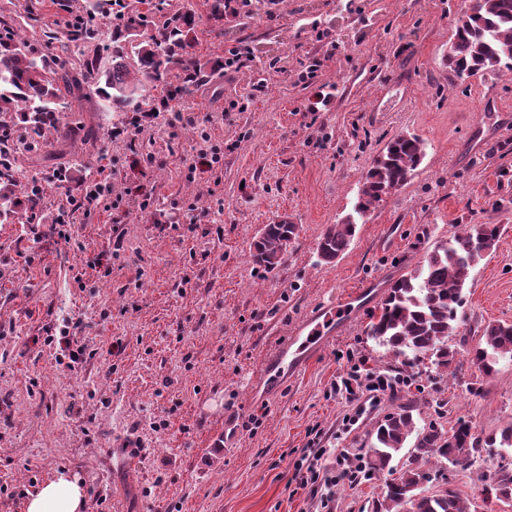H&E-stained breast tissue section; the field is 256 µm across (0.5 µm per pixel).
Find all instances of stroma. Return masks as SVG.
I'll list each match as a JSON object with an SVG mask.
<instances>
[{
	"mask_svg": "<svg viewBox=\"0 0 512 512\" xmlns=\"http://www.w3.org/2000/svg\"><path fill=\"white\" fill-rule=\"evenodd\" d=\"M190 2L206 70L183 123L163 112L135 130L131 113L105 110L91 93L79 117L94 136L64 156L56 134L42 148L54 167L79 158L109 173L118 208L75 213L71 249L0 223V512H23L27 493L61 471L83 483L86 512H315L309 494L286 487L314 437L366 454L373 427L409 401L420 429L466 420L494 435L512 424V361L486 377L464 351L486 324L512 323V205L491 207L512 202V72L450 74L461 0H279L220 22L207 20L205 0ZM235 46L243 65L215 67ZM316 58L325 66L302 82ZM204 133L223 163L187 178L182 163ZM399 134L424 141L422 163L358 222L334 263L322 262L320 235L353 214L374 159ZM283 214L299 235L266 272L250 245ZM466 224L499 225L500 238L471 272L462 333L448 338L456 376L416 362L404 370L411 388L368 405L343 433L356 404L330 386L351 357L394 368L368 334L377 301ZM21 252L35 262H19ZM98 255L111 276L88 267ZM366 282L375 301L345 330L275 394L252 388L295 322ZM67 320L84 325L72 370L43 342ZM506 463L512 448L490 449L467 470L448 462L446 481L422 491L446 485L471 512H512L492 489ZM383 483L337 486L335 512H370Z\"/></svg>",
	"mask_w": 512,
	"mask_h": 512,
	"instance_id": "stroma-1",
	"label": "stroma"
}]
</instances>
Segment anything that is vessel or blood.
Segmentation results:
<instances>
[{"label": "vessel or blood", "instance_id": "1", "mask_svg": "<svg viewBox=\"0 0 512 512\" xmlns=\"http://www.w3.org/2000/svg\"><path fill=\"white\" fill-rule=\"evenodd\" d=\"M352 309L351 300L341 299L299 320L270 353L266 383L271 386L278 383L282 366L293 370L300 368L310 355L324 347L330 334L345 324Z\"/></svg>", "mask_w": 512, "mask_h": 512}]
</instances>
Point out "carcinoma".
<instances>
[{"instance_id":"1","label":"carcinoma","mask_w":512,"mask_h":512,"mask_svg":"<svg viewBox=\"0 0 512 512\" xmlns=\"http://www.w3.org/2000/svg\"><path fill=\"white\" fill-rule=\"evenodd\" d=\"M98 14L112 16L110 44L102 48ZM39 16L40 4L30 2L16 17H0V128L26 140L31 153L41 150L52 130L65 141L84 131L70 112L85 89L94 90L114 112H142L153 107L154 91L161 90V103L167 108L202 78V64L190 52L196 41L188 39L196 13L185 4L175 10L166 0H86L85 10L71 15L63 31H41L46 48L42 53L21 35L24 24H33ZM148 30L152 34L143 37ZM103 50L112 58L109 68L101 67ZM448 68L461 80L503 68L512 71V0H466L454 24ZM424 154L425 144L415 135L391 139L367 172L355 213L365 216L407 183ZM75 168L77 187L86 190L98 184L91 167L77 163ZM38 181L19 171L12 155H0L1 223H13L21 207L25 223H36L42 199L36 191ZM355 231L351 220L330 225L317 242L321 261L335 262ZM499 234L497 224H467L460 233L439 241L421 264L392 283L373 315L369 335L403 366L428 357L437 367L450 368L457 351L448 347V336L464 325L458 315L464 289L475 266L495 250ZM297 236L296 224L264 225L252 242L254 263L269 272L277 269ZM468 355L479 372L493 374L500 359L512 360V323L484 326ZM413 435L414 458L396 473L391 462ZM496 445L512 447V425L501 429L498 439L482 436L465 420L448 435L432 422L416 435L413 407H397L372 434L370 468L393 475L373 512H470L450 488L420 495L423 481L438 478L439 472L422 468L419 461L446 460L466 467ZM493 490L500 501L512 499V470L500 468Z\"/></svg>"}]
</instances>
